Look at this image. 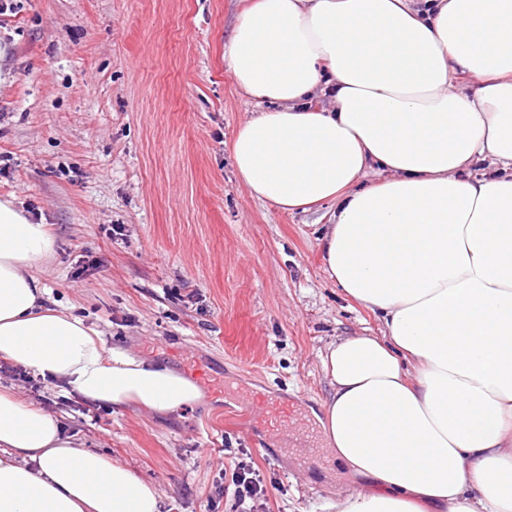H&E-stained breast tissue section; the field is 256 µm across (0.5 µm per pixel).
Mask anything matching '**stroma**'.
Segmentation results:
<instances>
[{"label": "stroma", "instance_id": "35a3bbf8", "mask_svg": "<svg viewBox=\"0 0 512 512\" xmlns=\"http://www.w3.org/2000/svg\"><path fill=\"white\" fill-rule=\"evenodd\" d=\"M0 15V198L48 225L38 276L121 348L195 381L201 399L160 415L115 411L44 382L0 386L57 416L84 447L130 467L162 512H236L220 473L241 464L256 512H337L367 479L295 452L256 421L279 400L316 430L331 387L320 356L379 320L324 271L332 204L284 212L253 198L231 158L257 110L224 59L245 0H12ZM99 272L76 276L80 261Z\"/></svg>", "mask_w": 512, "mask_h": 512}]
</instances>
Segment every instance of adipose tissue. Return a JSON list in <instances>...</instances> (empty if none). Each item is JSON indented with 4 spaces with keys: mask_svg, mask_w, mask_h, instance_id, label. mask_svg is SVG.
<instances>
[{
    "mask_svg": "<svg viewBox=\"0 0 512 512\" xmlns=\"http://www.w3.org/2000/svg\"><path fill=\"white\" fill-rule=\"evenodd\" d=\"M226 55L267 105L236 132L239 178L287 212L335 204L326 272L381 322L321 359L324 441L373 485L339 512H512V0H252ZM54 245L0 201V358L104 406L196 402L47 304ZM161 510L154 484L0 390V512Z\"/></svg>",
    "mask_w": 512,
    "mask_h": 512,
    "instance_id": "1",
    "label": "adipose tissue"
}]
</instances>
